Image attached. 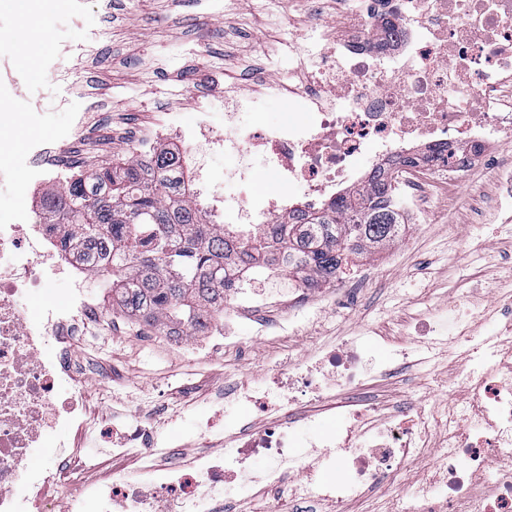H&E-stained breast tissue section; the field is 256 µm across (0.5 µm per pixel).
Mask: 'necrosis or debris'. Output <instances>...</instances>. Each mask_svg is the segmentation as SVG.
<instances>
[{
    "label": "necrosis or debris",
    "mask_w": 512,
    "mask_h": 512,
    "mask_svg": "<svg viewBox=\"0 0 512 512\" xmlns=\"http://www.w3.org/2000/svg\"><path fill=\"white\" fill-rule=\"evenodd\" d=\"M386 19L396 31L390 42L382 32ZM314 23L326 46L317 69L299 63L298 83L285 85L287 121L272 130L236 129L238 111L252 102L227 98L224 119L234 131L225 137H210L201 121L172 125L187 141L184 163L202 152H234L243 165L230 180L250 184V157L261 153L280 184L301 189L318 208L351 186L366 158L399 160L400 181L415 202L419 169L452 179L469 169L481 142L512 143V0H369L365 12ZM213 203L236 224H277L289 212L285 196L268 193H217ZM94 275L82 267L66 306L49 302L38 316H25L21 299L49 288L57 271L42 225L0 224V512H50L61 489L71 512H224L226 485L236 479L257 486L261 496L287 497L300 512L322 502L343 512L384 480L413 477L435 426L446 434V450L417 487L416 512H437L430 492L439 485L448 512H512V354L498 345L512 342V302L496 307L498 339L472 346L445 421L416 405L376 423L379 406L361 391L368 379L410 364L415 344L431 350L467 341V319L459 313L448 337L439 319L418 326L413 343L365 327L289 363L261 388L231 384L225 405L273 413L278 422L259 432L245 424L228 432L201 415L204 436L218 445L196 455L189 472L153 428L128 420L112 458L135 461L136 478L115 473L86 483L88 463L56 444L54 433L71 424L84 437L94 432L77 409L89 373L74 355L106 316L84 286ZM303 385L312 387L318 405L301 414L296 392ZM256 455L266 468L253 476L249 461ZM37 457L42 467L31 468ZM337 467L344 478L327 483L325 473ZM491 470L492 492L479 497L477 482Z\"/></svg>",
    "instance_id": "necrosis-or-debris-1"
}]
</instances>
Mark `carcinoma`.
Instances as JSON below:
<instances>
[{"instance_id":"1","label":"carcinoma","mask_w":512,"mask_h":512,"mask_svg":"<svg viewBox=\"0 0 512 512\" xmlns=\"http://www.w3.org/2000/svg\"><path fill=\"white\" fill-rule=\"evenodd\" d=\"M393 169L379 166L367 185L325 208L296 207L281 224H220L193 200V178L170 148L134 155L63 187L47 189L39 223L67 224L60 253L78 244L130 316L168 336L204 326L224 308L241 277L270 266L307 285L334 278L350 254L402 237Z\"/></svg>"}]
</instances>
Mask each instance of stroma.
I'll return each instance as SVG.
<instances>
[{"label": "stroma", "mask_w": 512, "mask_h": 512, "mask_svg": "<svg viewBox=\"0 0 512 512\" xmlns=\"http://www.w3.org/2000/svg\"><path fill=\"white\" fill-rule=\"evenodd\" d=\"M365 0H73L69 16L51 11L32 22L0 10V112L27 136L15 147L19 161L0 182V224H15L31 210V171L24 160L42 149L48 185L98 171L129 155L130 145L149 154L180 145L178 136L157 139L171 115L193 125L196 105L217 88L228 95L255 97L259 107L241 111L239 127L274 128L287 104L275 82H295L298 59L316 62L319 44L309 21L332 18L337 6L362 10ZM99 40L93 54L78 43ZM48 47L40 76L25 62L28 48ZM512 165V146L491 144L457 185L432 187L420 203V218L403 238L368 255H349L329 284L324 307L298 308L292 323L274 319L267 305L266 329L250 318L234 322L236 341L213 348L205 336L189 349L176 347L158 329L137 323L112 295L91 281L89 290L109 308L111 327L98 344L77 348L93 358L102 381L83 389L88 418L101 432L93 451L99 465L89 482L103 481L113 467L112 430L136 414L179 448L191 462L206 443L197 415L207 410L223 419L219 396L226 384L247 379L261 385L289 360L299 359L371 325L392 336L413 335L417 323L458 304L470 310L474 338L495 335L494 303L512 300V223L496 205L504 194L500 168ZM461 360L435 353L430 369L417 366L369 381L367 390L383 407L425 404L445 418L453 399L448 383ZM412 487L387 481L348 512H405Z\"/></svg>", "instance_id": "1"}]
</instances>
